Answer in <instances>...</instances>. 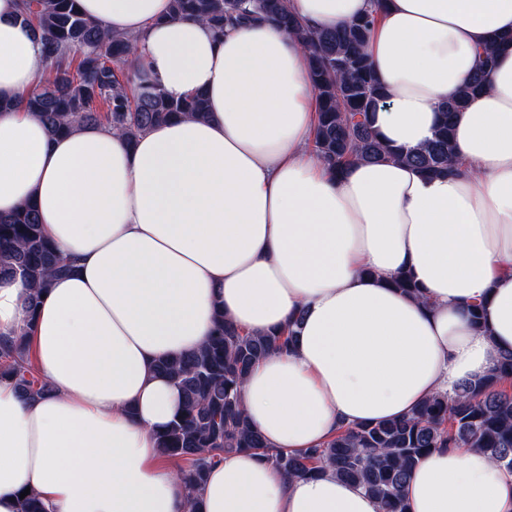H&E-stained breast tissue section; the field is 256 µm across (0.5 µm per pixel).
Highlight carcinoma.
Segmentation results:
<instances>
[{
    "instance_id": "carcinoma-1",
    "label": "carcinoma",
    "mask_w": 512,
    "mask_h": 512,
    "mask_svg": "<svg viewBox=\"0 0 512 512\" xmlns=\"http://www.w3.org/2000/svg\"><path fill=\"white\" fill-rule=\"evenodd\" d=\"M169 17L200 18L218 37L226 27L246 24H271L301 36L310 47L309 80L318 102L313 146L331 170L353 161H404L430 177L455 171L454 113L484 90L496 46L512 42V35L497 36L478 50V70L442 104L434 138L422 149L403 152L383 144L373 130L383 89L366 47L377 14L314 31L288 0H169ZM20 18L40 45L51 79L14 103L0 101V111L19 106L33 112L52 137L105 120L130 142L177 116L207 118L204 93L177 100L166 96L144 63L130 67L131 39L113 35L87 17L79 0H21ZM72 270L43 233L32 206L0 215V281L20 279L28 285V314L34 313L52 279ZM298 325L296 318L283 331L251 336L218 312L205 344L157 364L182 397L180 413L158 441L168 457L185 464L191 502H197L210 468L224 454L242 449L290 475L314 476L330 468L380 500L385 512H409L405 484L420 460L435 450L480 448L512 470V392L501 386L512 377L511 349L482 381L460 385L452 397L438 394L409 417L341 429L323 448H268L247 419L241 386L258 358L294 346ZM0 376L30 398L47 390L32 371L23 336L0 337Z\"/></svg>"
}]
</instances>
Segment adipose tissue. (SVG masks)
I'll use <instances>...</instances> for the list:
<instances>
[{
	"instance_id": "ef3b65f1",
	"label": "adipose tissue",
	"mask_w": 512,
	"mask_h": 512,
	"mask_svg": "<svg viewBox=\"0 0 512 512\" xmlns=\"http://www.w3.org/2000/svg\"><path fill=\"white\" fill-rule=\"evenodd\" d=\"M136 40L164 92L204 91L206 120L178 118L128 141L105 123L50 137L33 113H0V213L31 204L74 258L28 316V290L0 282V335H26L47 392L0 380V512L34 491L45 512H383L329 470L291 477L248 450L212 466L197 505L158 446L179 413L155 365L200 347L216 311L251 335L300 317L299 339L260 358L244 410L268 445L316 448L343 427L405 417L482 380L512 348V44L486 91L454 119L464 171L403 162L328 171L312 150L310 56L271 25L216 37L168 19L169 0H80ZM325 29L372 0H291ZM512 33V0H386L368 55L384 88L373 128L412 151L477 50ZM39 46L0 0V100L39 79ZM407 274L418 297L392 287ZM480 306L486 332L471 325ZM410 512H512V472L483 451L425 456Z\"/></svg>"
}]
</instances>
